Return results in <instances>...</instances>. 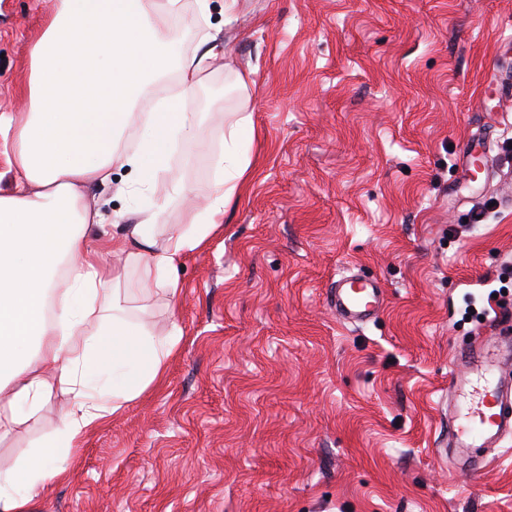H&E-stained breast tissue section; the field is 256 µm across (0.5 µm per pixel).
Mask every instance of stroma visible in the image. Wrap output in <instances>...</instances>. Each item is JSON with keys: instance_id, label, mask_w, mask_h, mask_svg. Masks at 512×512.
<instances>
[{"instance_id": "obj_1", "label": "stroma", "mask_w": 512, "mask_h": 512, "mask_svg": "<svg viewBox=\"0 0 512 512\" xmlns=\"http://www.w3.org/2000/svg\"><path fill=\"white\" fill-rule=\"evenodd\" d=\"M207 4L224 54L187 108L209 136L172 154L161 233L205 207L242 112L246 179L185 255L177 302L124 294L153 337L183 339L30 512H512L511 436L476 474L438 453L457 353L512 310V0ZM54 12L0 0V113L29 111L31 47ZM130 176L116 166L87 190L102 224L138 222ZM349 270L386 290L364 326L331 305ZM68 402L55 392L36 424L0 437V470L55 433Z\"/></svg>"}]
</instances>
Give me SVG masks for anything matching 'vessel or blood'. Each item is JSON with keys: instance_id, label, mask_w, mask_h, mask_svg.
<instances>
[{"instance_id": "vessel-or-blood-1", "label": "vessel or blood", "mask_w": 512, "mask_h": 512, "mask_svg": "<svg viewBox=\"0 0 512 512\" xmlns=\"http://www.w3.org/2000/svg\"><path fill=\"white\" fill-rule=\"evenodd\" d=\"M385 290L374 279L346 273L332 293L336 317L346 324H365L379 315ZM495 327V350L476 339L460 353L459 371L452 374L449 389L448 455L455 465L472 470L483 465L488 453L512 434V375H503L501 364L512 363V314L500 313Z\"/></svg>"}]
</instances>
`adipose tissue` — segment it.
<instances>
[{
  "label": "adipose tissue",
  "instance_id": "obj_1",
  "mask_svg": "<svg viewBox=\"0 0 512 512\" xmlns=\"http://www.w3.org/2000/svg\"><path fill=\"white\" fill-rule=\"evenodd\" d=\"M182 16V0H58L32 46L29 112L19 120L0 114L20 175L13 192L0 194V398L24 409L22 417L0 419V430L36 422L56 388L72 396L61 428L21 473H0V512H27L47 481L65 473L72 448L162 377L182 338L176 329L152 339L128 319L102 251H129L141 268L135 290L161 288L177 300L178 263L221 224L249 168L242 143L254 127L242 115L224 130L205 208L160 236L165 204L155 188L170 173L174 147L192 151L204 136L186 102L215 51L182 58L179 94L153 111L135 114L131 101L162 64L156 47L166 20ZM134 123L143 136L133 150H120ZM117 164L132 173L124 193L144 202L140 220L128 235L90 237L96 217L84 194L107 182Z\"/></svg>",
  "mask_w": 512,
  "mask_h": 512
}]
</instances>
